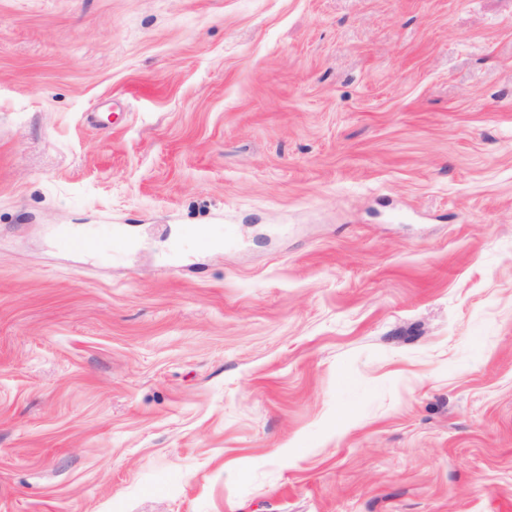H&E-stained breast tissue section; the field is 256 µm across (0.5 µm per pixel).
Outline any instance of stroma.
Instances as JSON below:
<instances>
[{
	"mask_svg": "<svg viewBox=\"0 0 512 512\" xmlns=\"http://www.w3.org/2000/svg\"><path fill=\"white\" fill-rule=\"evenodd\" d=\"M0 512H512V0H0Z\"/></svg>",
	"mask_w": 512,
	"mask_h": 512,
	"instance_id": "stroma-1",
	"label": "stroma"
}]
</instances>
